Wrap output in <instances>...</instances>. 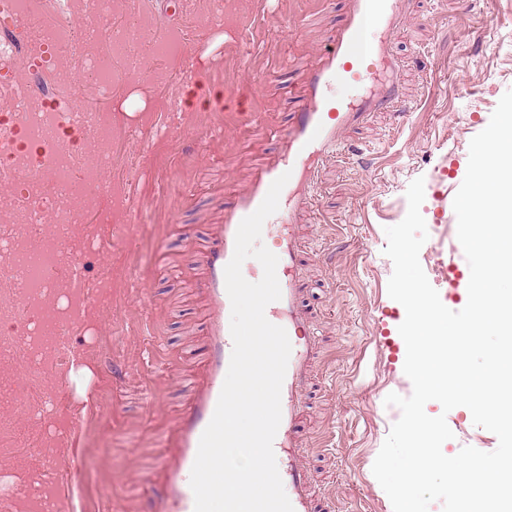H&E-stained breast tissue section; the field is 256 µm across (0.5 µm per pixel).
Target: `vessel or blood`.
Wrapping results in <instances>:
<instances>
[{
    "label": "vessel or blood",
    "mask_w": 512,
    "mask_h": 512,
    "mask_svg": "<svg viewBox=\"0 0 512 512\" xmlns=\"http://www.w3.org/2000/svg\"><path fill=\"white\" fill-rule=\"evenodd\" d=\"M345 4L344 21L333 33L318 65L305 75L306 97L291 113L275 153L234 203L225 208L223 223L210 225L198 250L201 271L195 291L204 310L201 361L192 377L190 398L175 414L166 451L145 477L156 492L141 497V512H194L191 470L200 438L214 415L233 349L226 318L231 302L225 267L233 257L240 222L260 206L273 181L285 173L290 176L285 186L288 204L280 210L281 224L274 247L281 297L265 309L268 321L283 327L291 344L281 389V423L273 449L294 512H333L327 499L314 488L301 434L321 338L305 303L308 288L301 265L300 221L314 204L318 165L335 157L351 128L370 113L385 109H395L397 120L405 118L399 110L398 83L392 79L381 84L375 81L378 70L388 65L391 57L385 36L401 17V0H345ZM370 24L381 37L364 51L360 44ZM338 79L361 88V95L348 102L331 97L328 89ZM76 491L75 479L56 482L44 512H58L59 503L72 501Z\"/></svg>",
    "instance_id": "1"
}]
</instances>
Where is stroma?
<instances>
[{
	"label": "stroma",
	"instance_id": "1",
	"mask_svg": "<svg viewBox=\"0 0 512 512\" xmlns=\"http://www.w3.org/2000/svg\"><path fill=\"white\" fill-rule=\"evenodd\" d=\"M403 10L391 43L411 114L399 126L378 112L349 134L365 158L344 150L325 163L304 239L310 302L326 338L309 460L337 512H391L372 467L401 415L386 397L413 390L396 334L402 306L388 294L385 229L404 219L407 188L423 178L421 252L467 277L464 253L445 235L455 212L438 216L436 199L455 196L471 139L512 89V0H404ZM344 12V0H224L218 15L209 0H112L107 25L146 24L143 72L127 74L98 42L116 80L83 107L111 110L116 137L99 177L103 190L90 192L83 214L97 239L82 257L81 278L64 269L56 277L60 307H79L67 326L69 351L48 358L37 382L19 362L0 358V424L8 427L0 435V493L10 512H29L32 477L50 481L68 462L75 429L83 512L117 505L136 512L143 477L188 399L200 344L192 243L223 221L225 204L273 154L305 97L304 74ZM165 39L176 48L153 52ZM116 360L127 369L120 386L112 382ZM21 398L50 401L48 419L16 414ZM425 411L445 415L454 434L447 455L498 446L464 408L446 412L434 402Z\"/></svg>",
	"mask_w": 512,
	"mask_h": 512
}]
</instances>
